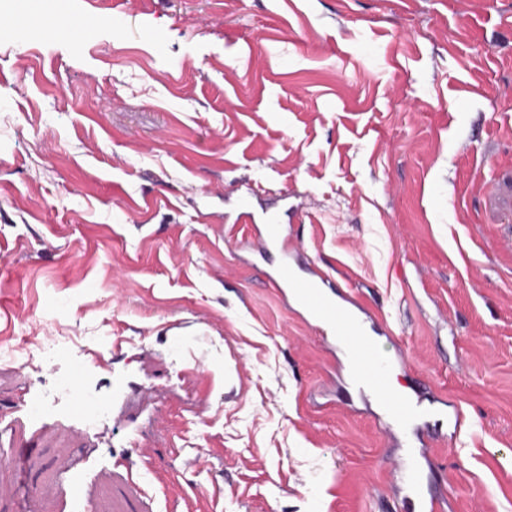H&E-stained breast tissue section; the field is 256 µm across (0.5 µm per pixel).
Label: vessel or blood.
<instances>
[{
  "mask_svg": "<svg viewBox=\"0 0 512 512\" xmlns=\"http://www.w3.org/2000/svg\"><path fill=\"white\" fill-rule=\"evenodd\" d=\"M235 221L256 224L253 191L239 196ZM256 226L249 250L259 254L273 250L278 254L277 267L269 276L272 287L303 310L309 320L326 327L328 343L338 347L354 368V387L367 393L387 420L402 432H416L420 422L436 414V400L419 393L394 394L390 389L394 361L368 335L366 317L346 314L344 306L338 305L328 291L326 275L312 271L304 276L299 274L300 250L297 243L289 239L288 230L280 223L277 213L267 214L264 224ZM421 454V449H408L397 465L407 481L408 499L417 506L418 512H443L444 499L422 483Z\"/></svg>",
  "mask_w": 512,
  "mask_h": 512,
  "instance_id": "1",
  "label": "vessel or blood"
}]
</instances>
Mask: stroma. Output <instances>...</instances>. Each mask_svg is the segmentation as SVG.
Instances as JSON below:
<instances>
[{
    "instance_id": "stroma-1",
    "label": "stroma",
    "mask_w": 512,
    "mask_h": 512,
    "mask_svg": "<svg viewBox=\"0 0 512 512\" xmlns=\"http://www.w3.org/2000/svg\"><path fill=\"white\" fill-rule=\"evenodd\" d=\"M69 7L0 41V512H410L408 437L224 221L248 185L465 413L446 512H512V0ZM61 376L109 418L36 413Z\"/></svg>"
}]
</instances>
